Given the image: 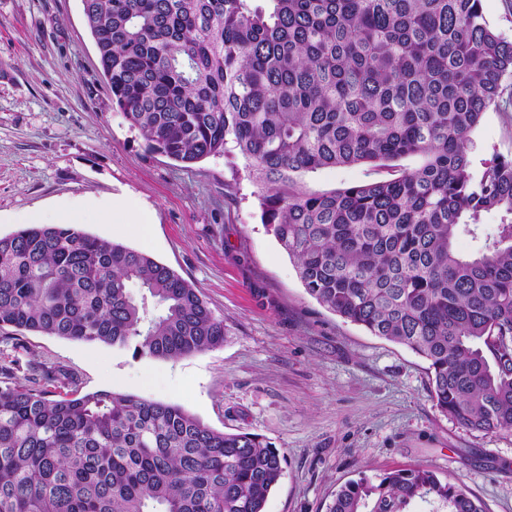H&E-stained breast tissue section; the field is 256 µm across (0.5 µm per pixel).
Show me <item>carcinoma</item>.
Wrapping results in <instances>:
<instances>
[{"instance_id":"carcinoma-1","label":"carcinoma","mask_w":512,"mask_h":512,"mask_svg":"<svg viewBox=\"0 0 512 512\" xmlns=\"http://www.w3.org/2000/svg\"><path fill=\"white\" fill-rule=\"evenodd\" d=\"M82 0L112 104L148 147L236 154L261 220L321 306L426 359L433 400L512 432V158L472 172L471 133L512 106V41L482 0ZM416 155L414 169L397 161ZM381 179L315 191L306 176ZM497 234L464 257L483 214ZM145 291L141 297L132 285ZM152 299L156 313L148 314ZM173 360L224 342L199 288L143 251L64 224L0 237V331ZM0 366V512H264L284 455L184 408ZM482 512L419 465L339 490L330 512ZM367 167H349L341 169H324L307 178L309 186L314 190H330L348 183L362 181L368 178L388 176L386 170L368 171Z\"/></svg>"}]
</instances>
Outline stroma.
<instances>
[{"mask_svg":"<svg viewBox=\"0 0 512 512\" xmlns=\"http://www.w3.org/2000/svg\"><path fill=\"white\" fill-rule=\"evenodd\" d=\"M472 169L512 157V112H486ZM129 198L152 218L115 234L194 283L223 319L222 345L177 360L34 333L0 341V361L60 367L79 393L177 404L220 432L281 449L264 512H328L346 482L425 465L484 512H512V433L470 431L431 397L427 362L322 307L260 219L242 158L185 165L152 152L112 104L81 0H0V237L16 215Z\"/></svg>","mask_w":512,"mask_h":512,"instance_id":"1","label":"stroma"}]
</instances>
